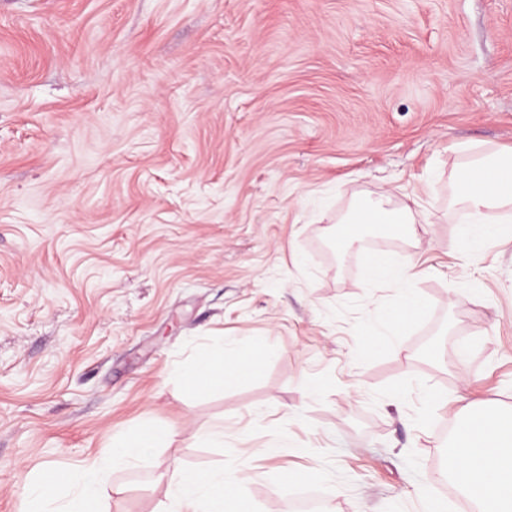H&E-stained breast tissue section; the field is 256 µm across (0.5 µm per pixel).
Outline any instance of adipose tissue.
<instances>
[{
    "label": "adipose tissue",
    "instance_id": "adipose-tissue-1",
    "mask_svg": "<svg viewBox=\"0 0 512 512\" xmlns=\"http://www.w3.org/2000/svg\"><path fill=\"white\" fill-rule=\"evenodd\" d=\"M491 169L512 172V146L478 153L457 169L454 203L462 213L458 240L470 251L494 244L501 237V225L512 223V179L484 182V174ZM364 211L399 237L409 238L415 233L413 211L396 203L392 193L365 201L361 209L344 216V223H358ZM365 274L371 281L398 288L406 311L419 307L413 263L399 264L379 256L368 260ZM263 351L260 344L225 356L205 350L199 353L193 371L220 386L251 371ZM173 434L170 426L154 425L113 438L100 461L81 471L78 490L66 498L58 493L56 483L33 479L22 491L23 512H101L104 471L137 465ZM448 473L459 480L466 496L479 504L482 512H512V410L483 408L471 412L448 453ZM246 480V475L230 476L221 468L193 478L174 473L157 512H242L232 491Z\"/></svg>",
    "mask_w": 512,
    "mask_h": 512
}]
</instances>
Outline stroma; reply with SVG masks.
Listing matches in <instances>:
<instances>
[{
    "instance_id": "stroma-1",
    "label": "stroma",
    "mask_w": 512,
    "mask_h": 512,
    "mask_svg": "<svg viewBox=\"0 0 512 512\" xmlns=\"http://www.w3.org/2000/svg\"><path fill=\"white\" fill-rule=\"evenodd\" d=\"M462 143L512 145V0H0V512L151 422L173 440L105 512L218 466L247 512H462L441 432L512 408V223L462 247ZM390 190L416 239L346 243ZM374 245L421 270L390 343ZM258 340L225 386L179 374Z\"/></svg>"
}]
</instances>
